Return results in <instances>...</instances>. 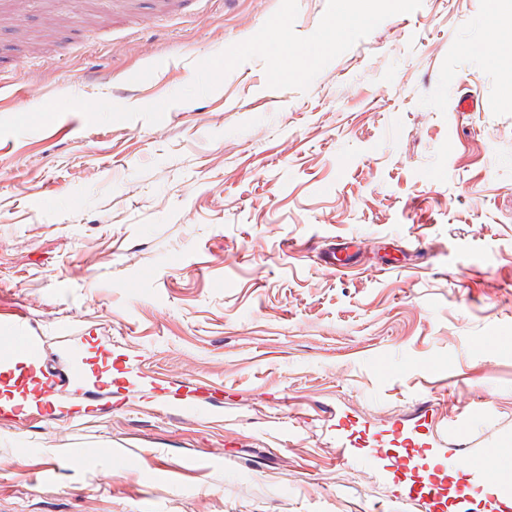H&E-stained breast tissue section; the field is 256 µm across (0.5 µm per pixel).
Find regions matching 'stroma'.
Here are the masks:
<instances>
[{
    "label": "stroma",
    "mask_w": 512,
    "mask_h": 512,
    "mask_svg": "<svg viewBox=\"0 0 512 512\" xmlns=\"http://www.w3.org/2000/svg\"><path fill=\"white\" fill-rule=\"evenodd\" d=\"M281 0H0V119L55 99L140 108L252 37ZM493 0H422L307 90L251 59L162 121L78 111L0 137V316L43 338L51 420H0V512H425L354 460L413 407L512 434V49ZM472 102L457 111L458 100ZM369 249L336 273V240ZM66 324L77 346L60 341ZM140 388L84 395L80 342ZM224 391L210 418L145 384Z\"/></svg>",
    "instance_id": "stroma-1"
}]
</instances>
